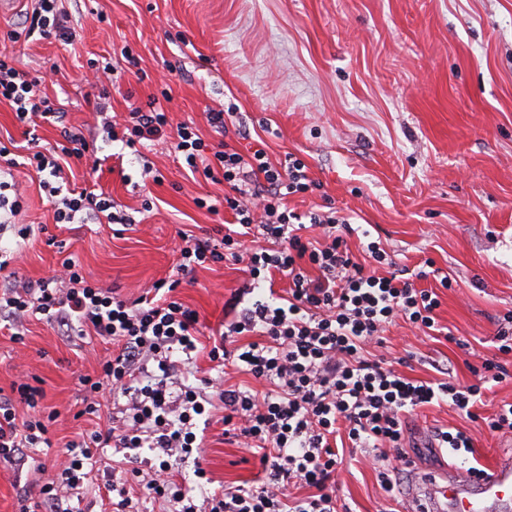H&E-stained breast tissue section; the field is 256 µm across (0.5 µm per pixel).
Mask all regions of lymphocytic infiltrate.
<instances>
[{
  "label": "lymphocytic infiltrate",
  "mask_w": 512,
  "mask_h": 512,
  "mask_svg": "<svg viewBox=\"0 0 512 512\" xmlns=\"http://www.w3.org/2000/svg\"><path fill=\"white\" fill-rule=\"evenodd\" d=\"M29 31L44 38L70 41L72 33L61 0H34ZM38 80L0 52V101H8L24 125L36 120L62 122L48 98L37 94ZM171 126L159 98L135 106L124 128L105 121L107 140L135 148L154 140ZM174 149L191 173L223 181L228 191L224 207L235 222L221 239L182 235L177 266L188 274L208 262L247 261L254 293L227 327L222 342L209 351L217 365L234 363L243 373L266 382L267 392L224 387L216 378L185 384L178 380L177 358L191 355L200 332L196 311L175 298L177 279L160 280L132 301L95 287L80 274L73 259H64L60 274L0 287V321L14 326L29 315H40L65 336L96 335L110 340L114 350L101 364L99 377H81L91 401L86 414L96 413L93 396L109 392L123 397L119 429L93 431L61 451L56 472L36 496L17 498L18 512H74V500L99 457L108 448H152L154 459L126 457L117 472L108 474L104 488L113 512H135L133 486L165 505L168 512H337L334 486L344 458L332 444L346 431L353 447L403 451L408 419L417 409L440 402L476 417L482 398L508 371L491 360L477 370L475 383L456 385L450 377L421 381L398 373L389 361L371 353L381 345L396 319L418 329L442 333L437 321L438 290L419 287L428 278L432 260L416 271L399 266L379 241L366 239V262H357L345 240L353 227L336 208L304 215L289 209V196L312 193L305 162L289 157L285 167L273 165L258 149L244 155L206 143L193 123L175 125ZM96 146L82 132L63 130L62 140L48 151L27 158L47 191L60 224L101 220L130 224L128 215L114 211L101 192L68 188L63 166L69 158L94 154ZM321 229L317 242L303 235ZM260 235L265 247L247 251L244 239ZM287 277V296L271 298L263 287L273 274ZM244 336L247 344L227 348L226 339ZM42 391L28 383L13 384L0 393V460L18 463L28 449L48 448L52 442L44 418L34 411ZM32 409L25 420L17 406ZM218 409L224 433L258 455L264 472L259 486L213 489L203 497L186 492L175 481L185 455L199 449L196 420ZM312 493L293 498L291 482Z\"/></svg>",
  "instance_id": "lymphocytic-infiltrate-1"
}]
</instances>
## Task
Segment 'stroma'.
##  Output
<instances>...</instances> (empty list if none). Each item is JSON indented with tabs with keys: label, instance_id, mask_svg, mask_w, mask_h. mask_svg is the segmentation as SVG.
Masks as SVG:
<instances>
[{
	"label": "stroma",
	"instance_id": "35a3bbf8",
	"mask_svg": "<svg viewBox=\"0 0 512 512\" xmlns=\"http://www.w3.org/2000/svg\"><path fill=\"white\" fill-rule=\"evenodd\" d=\"M76 36L13 38L30 0L0 15V50L19 67L45 74L40 86L65 112V122L89 132L100 126L98 91L85 80L88 62L107 59L118 71L107 99L122 118L150 96L168 92L171 124L194 121L208 143L238 151L264 149L272 164L302 158L320 191L289 197L303 214L333 203L359 230L348 238L361 255L364 236L380 241L399 265L432 259L451 288L440 289L438 321L446 341L396 320L380 352L400 372L420 379L450 369L460 385L474 383L483 360L509 374L487 391L478 411L490 416L512 403V354L494 338L498 319L512 311V0H62ZM130 48L140 75L121 55ZM234 107L233 126L218 134L206 115ZM164 134L134 156L121 143H101L97 157L71 160L74 187L96 186L134 223L59 224L47 193L24 165L10 170L21 210L0 233L9 256L0 282L23 283L80 265L93 285L135 299L161 279L180 278L176 297L195 310L200 345L184 381L211 375L213 336L239 311L251 278L245 263H213L178 276L180 232L216 236L230 213L209 212L197 199L220 201L224 187L192 176ZM152 167L153 177L142 174ZM27 236H19V229ZM22 342L0 329V390L37 378L43 404L58 417L49 428L54 450L79 434L118 425L110 396L97 415H81L79 379L96 374L110 343L60 336L31 317ZM437 427L472 432L478 463L512 455V433L478 429L443 404L416 411L407 444L412 461L386 490L380 474L397 466L395 452L345 449L336 497L346 512H406L412 478L454 466L452 455L427 444ZM222 423L204 431L202 461L185 457L176 480L203 492L204 467L214 484L255 486L261 466L223 435Z\"/></svg>",
	"mask_w": 512,
	"mask_h": 512
}]
</instances>
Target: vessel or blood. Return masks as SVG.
Returning a JSON list of instances; mask_svg holds the SVG:
<instances>
[{"label":"vessel or blood","mask_w":512,"mask_h":512,"mask_svg":"<svg viewBox=\"0 0 512 512\" xmlns=\"http://www.w3.org/2000/svg\"><path fill=\"white\" fill-rule=\"evenodd\" d=\"M408 499L422 512H512V459L485 465L471 480L452 470L417 477Z\"/></svg>","instance_id":"b4317fda"}]
</instances>
